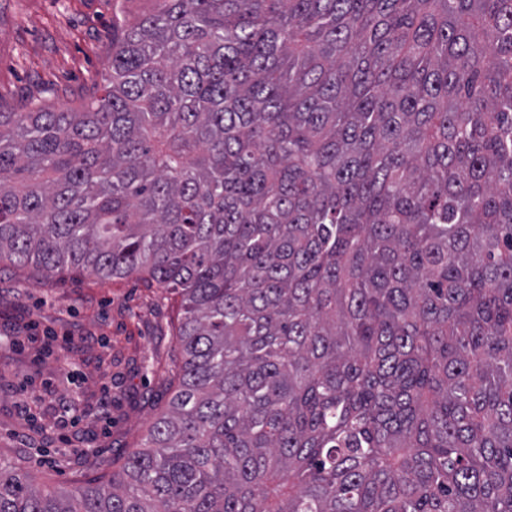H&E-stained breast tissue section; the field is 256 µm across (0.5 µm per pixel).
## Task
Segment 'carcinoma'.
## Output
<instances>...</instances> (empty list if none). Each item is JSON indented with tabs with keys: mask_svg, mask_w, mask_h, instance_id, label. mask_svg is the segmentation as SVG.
<instances>
[{
	"mask_svg": "<svg viewBox=\"0 0 512 512\" xmlns=\"http://www.w3.org/2000/svg\"><path fill=\"white\" fill-rule=\"evenodd\" d=\"M156 2L0 112V261L178 295V387L0 512H512V0Z\"/></svg>",
	"mask_w": 512,
	"mask_h": 512,
	"instance_id": "obj_1",
	"label": "carcinoma"
}]
</instances>
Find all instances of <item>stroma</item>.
Masks as SVG:
<instances>
[{
  "label": "stroma",
  "instance_id": "1",
  "mask_svg": "<svg viewBox=\"0 0 512 512\" xmlns=\"http://www.w3.org/2000/svg\"><path fill=\"white\" fill-rule=\"evenodd\" d=\"M148 0H0V112L75 109L107 75L112 18ZM178 299L76 269L0 263V457L69 490L120 470L171 397ZM82 339L71 357L30 323Z\"/></svg>",
  "mask_w": 512,
  "mask_h": 512
}]
</instances>
